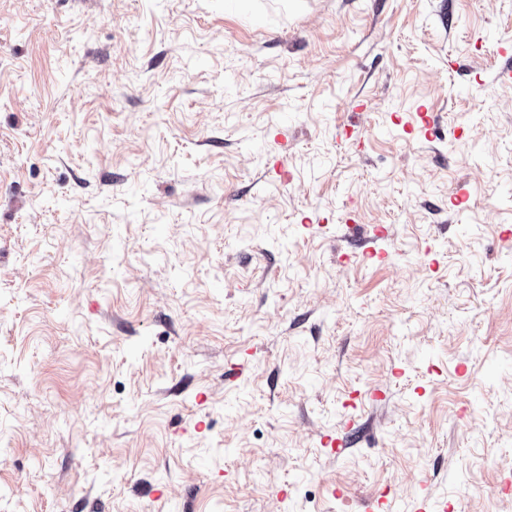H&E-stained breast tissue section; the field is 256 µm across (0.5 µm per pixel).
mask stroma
Segmentation results:
<instances>
[{"label": "stroma", "instance_id": "obj_1", "mask_svg": "<svg viewBox=\"0 0 512 512\" xmlns=\"http://www.w3.org/2000/svg\"><path fill=\"white\" fill-rule=\"evenodd\" d=\"M506 69L512 0H0V512H512Z\"/></svg>", "mask_w": 512, "mask_h": 512}]
</instances>
